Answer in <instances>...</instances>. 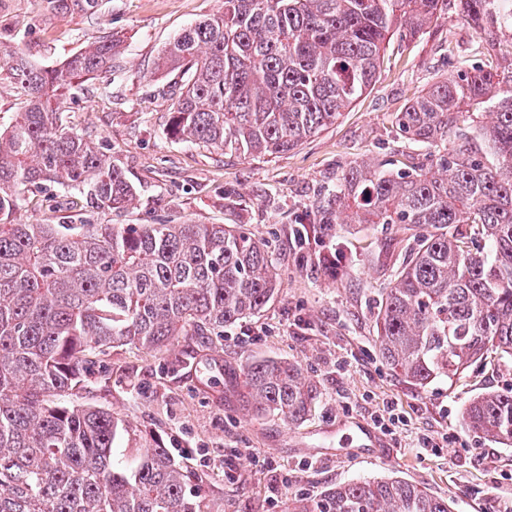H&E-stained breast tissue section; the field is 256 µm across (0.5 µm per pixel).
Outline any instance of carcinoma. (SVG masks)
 <instances>
[{
  "label": "carcinoma",
  "instance_id": "cac0c4a2",
  "mask_svg": "<svg viewBox=\"0 0 512 512\" xmlns=\"http://www.w3.org/2000/svg\"><path fill=\"white\" fill-rule=\"evenodd\" d=\"M99 0H46L92 11ZM447 0H224L162 49L187 76L173 135L221 151L274 155L334 124L378 79L396 30L414 36ZM502 70L477 64L433 83L397 113L402 136L443 152L402 170L343 173L338 224H408L414 245L376 314L382 362L412 385L451 381L490 351L512 360V12L459 0ZM106 35L48 69L0 42L24 101L0 129V512H205L190 474L161 445L126 459L112 413L64 402L112 348L156 350L222 336L274 297L264 244L223 224H17L25 190L76 189L120 211L136 197L124 168L70 130L73 85L116 67ZM247 402L287 424L318 392L287 361L252 362ZM467 426L512 446V390L474 398ZM288 512H451L399 479L357 480Z\"/></svg>",
  "mask_w": 512,
  "mask_h": 512
}]
</instances>
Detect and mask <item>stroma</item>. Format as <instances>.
I'll return each instance as SVG.
<instances>
[{
    "instance_id": "35a3bbf8",
    "label": "stroma",
    "mask_w": 512,
    "mask_h": 512,
    "mask_svg": "<svg viewBox=\"0 0 512 512\" xmlns=\"http://www.w3.org/2000/svg\"><path fill=\"white\" fill-rule=\"evenodd\" d=\"M224 0H102L96 13L50 9L45 0H0V41L52 68L99 37L120 41L112 72L81 83L62 103L68 125L119 160L139 190L123 211L79 206L77 191L48 185L27 193L16 220L48 224H227L264 241L279 273L274 299L257 315L202 340L179 337L161 351L113 348L71 402L122 421L132 457L160 444L192 474L189 492L206 512H286L355 480L399 478L447 499L452 512H512V446L469 429L477 396L512 388V361L489 354L457 380L425 388L382 365L374 313L413 244L396 224L328 223L349 167H399L429 148L398 134L395 116L435 81L492 61L486 39L457 0L425 33L392 38L379 79L336 123L296 149L239 155L169 133L180 78L156 68L163 47ZM298 364L319 398L292 425L254 416L244 372L260 359ZM393 407L400 434L377 448L352 440L356 423ZM454 436L441 454L422 436Z\"/></svg>"
}]
</instances>
